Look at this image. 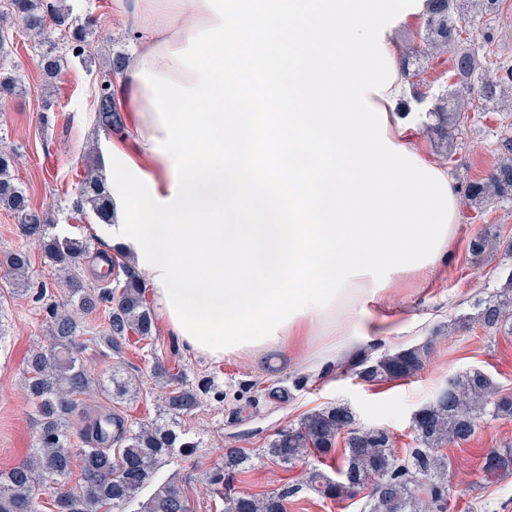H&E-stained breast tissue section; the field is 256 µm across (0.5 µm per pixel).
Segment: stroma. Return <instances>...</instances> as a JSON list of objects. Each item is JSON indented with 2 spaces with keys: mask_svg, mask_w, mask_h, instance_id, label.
<instances>
[{
  "mask_svg": "<svg viewBox=\"0 0 512 512\" xmlns=\"http://www.w3.org/2000/svg\"><path fill=\"white\" fill-rule=\"evenodd\" d=\"M113 0H64L76 20L94 16L97 27L90 34L83 57L69 58L51 89H43L37 68L40 47L36 40L13 28L11 62L18 66L21 90L18 95L0 99V146L17 151L15 169L36 207L46 212L62 236L86 239L92 250H104V243L93 230V214H75L72 203L83 175L87 152L103 151L112 140L95 121L93 100L101 56L110 52L129 56L136 36L135 26L126 24L112 8ZM48 113L50 121L41 124L39 116ZM512 123V112L492 105H480L475 117L462 127L453 151L441 156L424 127H417L414 145L429 162L448 171L458 189L478 179L493 167L499 156L502 134ZM493 229L502 238H512V203L486 209L459 205L457 230L447 277L423 290L409 285L395 295L392 305L398 311L416 316L417 327L367 347L366 357L408 347L435 338L433 351L423 369L410 380L366 383L354 374L356 364L347 356L336 365V382L327 384L317 376L306 375L303 367L284 374L285 382L304 377L308 383L296 392L293 401L283 405L268 402L261 393L264 377L238 362L214 365L180 351L164 328H157L153 344L128 343L122 352L109 350L100 339L107 325L105 310L81 315L80 357L91 375L100 377L120 366L136 378L131 398L113 403L108 391L82 396V408L92 410L119 405L133 422L156 418L167 391L163 382L150 374L153 356L179 365L185 381L202 388L215 379L218 390L203 391L199 408L184 419L187 429L199 437L201 445L189 457L163 466L157 481L175 479L191 499L194 512H223L224 503L207 491V477L221 463L225 449L245 448L252 465L237 476L238 490L270 492L284 484L298 486L289 497L287 512H362L363 502L346 499L331 502L319 498L303 486L307 464L283 468L262 455L276 430L297 423L307 412L330 404H349L366 426H383L394 437L396 448L413 445L411 416L429 401L448 377L472 366L485 369L503 388L512 392V334L491 332L480 325L454 330L460 319L473 315L472 304L500 291L512 256L504 251H488L473 256L469 243L476 235ZM24 248L30 255L26 294L0 295V470L12 467L35 445L37 412L25 390V360L36 347L49 343L43 311L44 296L58 294L57 271L53 263L30 240L21 235L10 213L0 210V258ZM254 401L251 415L241 409ZM512 445V419L484 418L471 441L447 447L450 469V512H512V473L489 486L474 482L486 452Z\"/></svg>",
  "mask_w": 512,
  "mask_h": 512,
  "instance_id": "stroma-1",
  "label": "stroma"
}]
</instances>
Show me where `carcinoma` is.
I'll return each instance as SVG.
<instances>
[{"instance_id": "cac0c4a2", "label": "carcinoma", "mask_w": 512, "mask_h": 512, "mask_svg": "<svg viewBox=\"0 0 512 512\" xmlns=\"http://www.w3.org/2000/svg\"><path fill=\"white\" fill-rule=\"evenodd\" d=\"M500 0H427L422 24L400 58L404 82L416 88L426 60L445 55L462 41L475 22L498 11ZM20 24L24 31L45 44L38 59L40 75L57 78L64 67V52L75 57L86 52L87 37L95 20L80 23L54 0H10V9L0 19ZM56 28L68 33L67 45L60 48L47 37ZM125 59L107 56L99 71L95 93L96 122L105 130L122 126L113 102V77L122 72ZM454 89L432 99L427 110L426 129L436 140L441 154L448 155L456 132L468 119L474 100H498L502 86L512 83V64L497 72L479 62L473 48L457 50L453 59ZM20 88L15 69L0 70V97ZM503 156L482 178L469 182L467 203L478 208L493 203L512 202V136L502 141ZM16 154L0 151V206L10 211L21 233L36 243L45 257L65 271L62 296L45 304L51 343L34 349L26 358V387L38 412L37 446L13 467L0 470V512H38L37 496L43 487L61 485L80 468L82 483L52 499L53 512H123L125 504L149 486L161 465L178 456H189L200 441L181 424L182 418L200 406L197 391L183 383L182 374L172 372L164 360L153 357V375L176 382L164 397L167 422L132 424L119 413L101 409L85 416L77 448L72 440V424L80 397L96 386L79 357L81 326L74 310L85 313L108 305V326L102 340L113 349L134 335L141 341L153 336L154 313L146 288L127 263L121 262L123 278L96 292L85 286L77 269L89 252V244L53 232L50 219L34 206L14 177ZM111 197L105 178L90 168L83 179L73 210L89 209L103 223L110 222ZM501 246V235L483 233L470 243L475 254ZM11 273L7 287L17 294L27 285L28 251L17 249L5 255ZM476 319L486 329L498 330L512 320V273L502 294L476 304ZM433 349L428 340L364 359L355 370L365 382L407 379L424 367ZM112 399L130 393L123 369L116 366L107 376ZM304 381L287 385L273 381L263 389L266 400L286 404ZM489 415L512 418V394L501 390L490 375L470 368L448 378L433 400L418 408L412 418L414 446L400 455L390 432L380 427H363L353 409L340 403L306 413L299 422L279 430L268 442L265 456L273 463L291 467L308 460L306 487L325 500H343L363 495L364 512H447L450 462L442 452L446 445L460 446L470 441L479 420ZM342 448H337L338 444ZM336 463V476L323 469ZM252 465V456L243 448L224 449V461L210 474L216 495L224 499V512H286L288 497L298 488L283 486L265 494L223 492L234 475ZM512 471V448H493L483 458L478 483L491 484ZM141 512H193L184 490L175 480L157 487L141 505Z\"/></svg>"}]
</instances>
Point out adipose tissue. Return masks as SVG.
Instances as JSON below:
<instances>
[{"mask_svg": "<svg viewBox=\"0 0 512 512\" xmlns=\"http://www.w3.org/2000/svg\"><path fill=\"white\" fill-rule=\"evenodd\" d=\"M117 0L148 22L113 80L126 136L103 157L98 232L131 258L168 336L254 372L415 328L394 313L412 274H446L457 188L422 158L389 21L424 0ZM252 84L277 100L256 111Z\"/></svg>", "mask_w": 512, "mask_h": 512, "instance_id": "ef3b65f1", "label": "adipose tissue"}]
</instances>
